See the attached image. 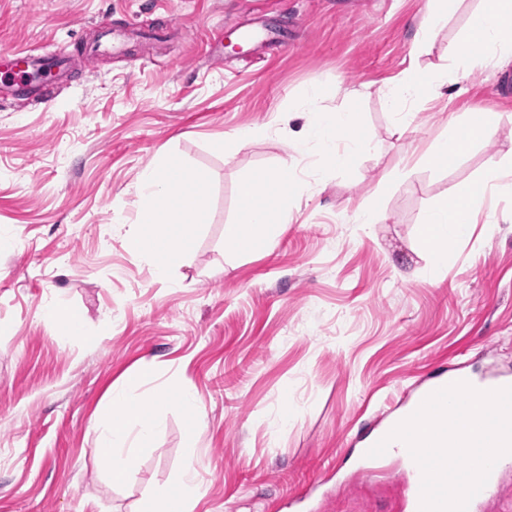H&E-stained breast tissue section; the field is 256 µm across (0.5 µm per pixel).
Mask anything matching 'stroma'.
Instances as JSON below:
<instances>
[{
    "label": "stroma",
    "mask_w": 512,
    "mask_h": 512,
    "mask_svg": "<svg viewBox=\"0 0 512 512\" xmlns=\"http://www.w3.org/2000/svg\"><path fill=\"white\" fill-rule=\"evenodd\" d=\"M479 2L461 0L421 45L426 0H0V52L69 63L47 82L51 104L0 99V512H140L189 466L193 512H264L314 482L325 512H401L402 462L372 473L357 461L372 425L445 366L512 377V194L483 205L496 223L446 245L436 277L418 255L432 203L512 157V89L495 88L512 63L418 105L404 134L383 93L409 62L446 67ZM105 19L125 52L86 61ZM219 24L216 64L206 41ZM252 28L288 52L242 42ZM318 81L377 149L295 197L269 248L239 255L224 238L238 183L319 165L292 149ZM467 109L490 113V137L453 166L407 168ZM245 128L257 137L225 154L224 136ZM167 155L201 173L208 220L160 283L123 236L139 174ZM368 206L384 218L370 235L357 218ZM47 303L82 313V334L42 320ZM145 360V390L194 392L203 421L165 403L116 485L93 448L113 390Z\"/></svg>",
    "instance_id": "obj_1"
}]
</instances>
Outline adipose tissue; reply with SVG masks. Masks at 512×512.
Wrapping results in <instances>:
<instances>
[{
	"instance_id": "1",
	"label": "adipose tissue",
	"mask_w": 512,
	"mask_h": 512,
	"mask_svg": "<svg viewBox=\"0 0 512 512\" xmlns=\"http://www.w3.org/2000/svg\"><path fill=\"white\" fill-rule=\"evenodd\" d=\"M510 60L512 0H481L462 35L449 44L447 68L426 74L412 65L388 83L387 99L396 116V129L403 132L409 128L410 110L417 102L439 98L448 89L462 94L471 71L499 67ZM310 93L312 103L304 113L305 126L296 144L300 153L343 169L357 156L372 150L373 142L363 132L358 113L319 108V101L335 98V87L317 83ZM491 128L487 113H454L420 160L451 165L472 142L488 137ZM201 181L200 174L169 157L163 160L162 172L148 170L141 176L139 227L126 235L124 246L130 254L149 263L157 279H166L183 265L188 244L198 225L205 221ZM309 187V182L293 173L281 174L272 182L262 178L242 180L238 187V217L225 225V240L240 254H252L268 246L272 231L288 220V211L279 207V200ZM503 187L512 188V164L487 170L460 193L438 201L426 214L419 236L422 251L430 256V271H437L443 261L436 246L465 237L488 192ZM153 371L152 361H143L112 395V420L100 434L96 452L113 483L123 484L132 478L141 450L150 447L157 432V405L162 395L143 389ZM196 489V471L186 470L176 482L154 488L145 512H192Z\"/></svg>"
}]
</instances>
